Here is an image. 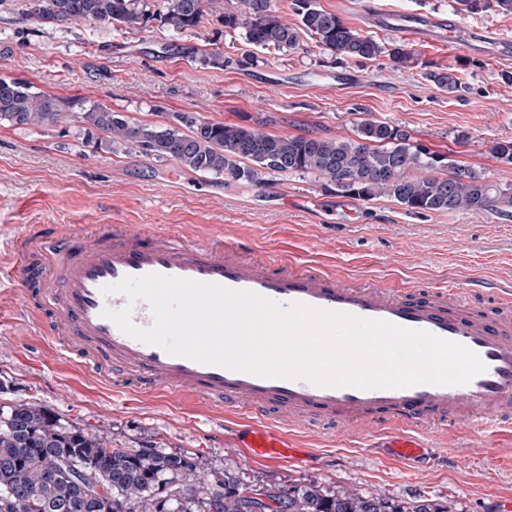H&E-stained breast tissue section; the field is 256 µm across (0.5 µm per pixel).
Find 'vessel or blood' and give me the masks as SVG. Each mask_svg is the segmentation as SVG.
<instances>
[{"mask_svg": "<svg viewBox=\"0 0 512 512\" xmlns=\"http://www.w3.org/2000/svg\"><path fill=\"white\" fill-rule=\"evenodd\" d=\"M453 19L429 16L408 26L415 40L445 42ZM473 53L492 46L512 59V41L494 30L471 32ZM6 291L40 336L92 376L126 381L157 398H196L233 425V445L252 459L307 466L313 448L299 447L298 427L331 428L348 436L373 431L389 459L435 463L427 433L449 425L490 424L512 431V290L478 312L455 285L416 292L340 280L324 264L297 255L245 248L221 235L190 238L160 224H91L63 233L58 226H24L11 239ZM149 274L216 283L273 301L304 303L363 319L383 320L462 343L486 365L464 385L420 384L402 389L320 387L306 380L259 377L168 354L121 330L106 310L130 308L132 323L149 327L144 301L106 288Z\"/></svg>", "mask_w": 512, "mask_h": 512, "instance_id": "b4317fda", "label": "vessel or blood"}]
</instances>
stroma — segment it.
Segmentation results:
<instances>
[{
    "label": "stroma",
    "mask_w": 512,
    "mask_h": 512,
    "mask_svg": "<svg viewBox=\"0 0 512 512\" xmlns=\"http://www.w3.org/2000/svg\"><path fill=\"white\" fill-rule=\"evenodd\" d=\"M452 2L389 0L410 18L451 16L464 30L494 27L512 36V15L457 14ZM319 3L363 35L407 45L418 66L396 71L383 56L339 59L306 34L288 53L268 51L248 43L243 29L212 18L192 36L155 25L49 26L27 15L25 0H0V78L67 99L74 113L106 106L159 129L190 112L283 136L353 139L362 121L379 120L487 181L512 185V163L491 152L494 143L512 141V60L452 42L419 44L400 29L365 24L373 0H355L350 9L337 0ZM191 45L223 53V66L187 57L183 49ZM434 66L455 71L456 92L426 79ZM174 171L177 181L168 182ZM268 180L287 190L290 203L253 185L179 170L171 160L92 150L75 121L20 130L0 125V272L11 262L7 242L27 224H168L247 245H287L352 282L399 278L417 289L453 283L485 308L493 305L491 289L512 287V219L465 210L416 215L387 197L337 194L328 178L313 174L273 173ZM25 402L97 428L116 448L205 452L215 479L229 471L250 485L316 481L382 489L406 501L449 498L460 512H512V436L498 429L452 426L431 434V447L446 455L419 478L412 464L373 456V439L363 433L340 439L303 429V447L320 451L309 467L256 462L231 447L230 428L202 405L105 385L60 357L26 320L2 311L0 406Z\"/></svg>",
    "instance_id": "35a3bbf8"
}]
</instances>
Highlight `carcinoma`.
Wrapping results in <instances>:
<instances>
[{"instance_id":"1","label":"carcinoma","mask_w":512,"mask_h":512,"mask_svg":"<svg viewBox=\"0 0 512 512\" xmlns=\"http://www.w3.org/2000/svg\"><path fill=\"white\" fill-rule=\"evenodd\" d=\"M239 8L223 0H28L29 14L43 24L94 22L138 29L157 20L178 35H193L208 16L224 27L243 28L249 43L263 49L294 48L305 32L329 52L343 58L389 57L404 70L416 64L402 45L388 48L360 34L318 0H296L299 24L279 13L273 0H238ZM462 13L489 10L512 15V0H455ZM428 79L450 91L458 87L452 71H432ZM58 97L34 93L25 82L0 80V124L16 129L53 127L72 119L87 136L105 135L113 151L139 153L171 160L185 170L222 176L233 183L260 184L270 172L312 173L328 178L336 192L370 201L396 200L414 213L468 210L494 212L512 218V186H500L480 173L455 163L447 155L418 147L408 132L382 121H364L357 139L283 136L236 123L211 122L194 114H176L180 128L158 130L130 122L105 106L79 113L66 110ZM426 175H416V170ZM87 464L110 489L96 497L63 476L65 466ZM210 462L202 452L163 451L154 447L114 448L89 425L68 424L51 409L20 403L0 407V499L8 512H251L243 495L247 484L224 473L214 488L204 477ZM174 485L166 499L155 494L161 484ZM23 484L28 494H14ZM287 512H457L453 500H398L382 490L364 493L315 481L290 487Z\"/></svg>"}]
</instances>
